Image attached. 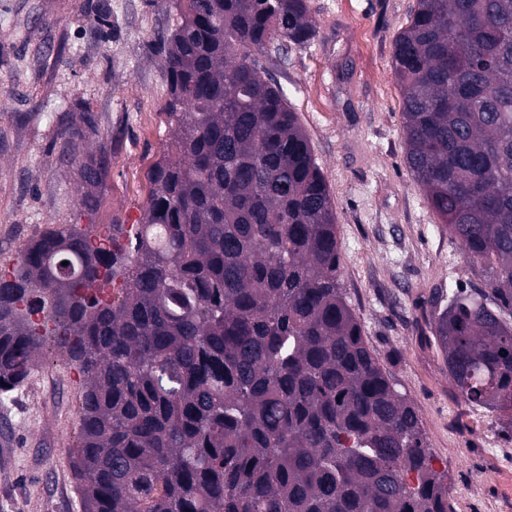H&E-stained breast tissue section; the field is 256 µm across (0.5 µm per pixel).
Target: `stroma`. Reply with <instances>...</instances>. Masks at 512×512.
<instances>
[{
    "mask_svg": "<svg viewBox=\"0 0 512 512\" xmlns=\"http://www.w3.org/2000/svg\"><path fill=\"white\" fill-rule=\"evenodd\" d=\"M415 0H310L318 37L285 63L258 57L291 98L336 206L341 286L397 389L416 406L453 512H512V424L458 400L421 310L433 288L480 286L404 163L393 42ZM176 20L156 0H0V265L61 224L138 223L147 168L167 152L169 95L148 44ZM96 113L70 146L57 117ZM111 153L97 213L79 161ZM80 379L53 348L0 407V512H81L70 450Z\"/></svg>",
    "mask_w": 512,
    "mask_h": 512,
    "instance_id": "obj_1",
    "label": "stroma"
}]
</instances>
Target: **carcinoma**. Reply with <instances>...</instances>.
Segmentation results:
<instances>
[{"mask_svg": "<svg viewBox=\"0 0 512 512\" xmlns=\"http://www.w3.org/2000/svg\"><path fill=\"white\" fill-rule=\"evenodd\" d=\"M172 6L175 157L142 223L63 224L0 272V404L48 340L79 372L82 512H449L341 288L292 90L255 59L314 43L309 0ZM392 63L406 167L483 277L433 289L428 324L455 396L512 424V0H415ZM106 169L79 164L81 209Z\"/></svg>", "mask_w": 512, "mask_h": 512, "instance_id": "obj_1", "label": "carcinoma"}]
</instances>
